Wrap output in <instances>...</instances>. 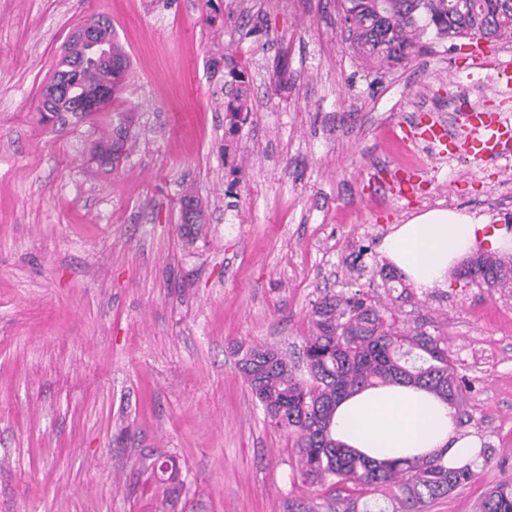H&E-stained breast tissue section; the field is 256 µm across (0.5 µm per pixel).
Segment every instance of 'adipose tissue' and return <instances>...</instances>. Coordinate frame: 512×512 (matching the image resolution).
<instances>
[{"mask_svg":"<svg viewBox=\"0 0 512 512\" xmlns=\"http://www.w3.org/2000/svg\"><path fill=\"white\" fill-rule=\"evenodd\" d=\"M512 252V235L484 217L432 209L394 225L379 251L421 293L448 285V274L477 248ZM333 438L375 460L391 462L444 453L449 466L475 460L481 441L461 434L451 406L424 388L371 387L337 404Z\"/></svg>","mask_w":512,"mask_h":512,"instance_id":"obj_1","label":"adipose tissue"}]
</instances>
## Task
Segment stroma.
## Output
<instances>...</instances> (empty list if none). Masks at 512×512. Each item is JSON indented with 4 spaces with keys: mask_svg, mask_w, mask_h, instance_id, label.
I'll return each instance as SVG.
<instances>
[{
    "mask_svg": "<svg viewBox=\"0 0 512 512\" xmlns=\"http://www.w3.org/2000/svg\"><path fill=\"white\" fill-rule=\"evenodd\" d=\"M253 35L205 17L207 0H0V512H289L327 493L294 474L293 438L271 426L236 368L237 343L300 354L325 292L383 291L391 225L440 206L512 216V156L416 164L394 124L456 133L455 101L512 112L505 78L471 75L467 39L409 64L368 68L336 0H219ZM111 21L128 58L108 111L42 120L41 88L77 26ZM290 80L273 91L281 50ZM251 63L252 111L224 137V53ZM127 152L92 160L118 121ZM416 174L410 199L397 175ZM194 190L207 222L181 223ZM363 265L351 268L354 254ZM431 317L465 380L463 434L488 466L427 512H476L512 478V294L449 278L389 298ZM175 459L180 492L150 464Z\"/></svg>",
    "mask_w": 512,
    "mask_h": 512,
    "instance_id": "obj_1",
    "label": "stroma"
}]
</instances>
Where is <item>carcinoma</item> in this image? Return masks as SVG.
Instances as JSON below:
<instances>
[{
  "label": "carcinoma",
  "mask_w": 512,
  "mask_h": 512,
  "mask_svg": "<svg viewBox=\"0 0 512 512\" xmlns=\"http://www.w3.org/2000/svg\"><path fill=\"white\" fill-rule=\"evenodd\" d=\"M339 20L349 48L381 70L409 61L422 50L429 32L438 39L468 37L486 42L512 37V0H338ZM97 43L112 49V58L128 61L112 27L97 22ZM229 80L225 127L235 136L247 121L249 61L224 55ZM80 88L107 82V70L91 59L86 46L69 41L47 88L62 79ZM127 143L113 148L112 136L102 139L101 166H114ZM458 279L512 292V257L481 252L457 269ZM309 336L302 356L294 360L275 344L236 349V366L252 398L275 428L295 436L301 482L329 491L330 512H361L362 497L375 496L391 512H423L424 507L475 477L472 467L450 468L444 453L395 463H377L332 437L336 403L362 389L390 384L425 388L463 415L462 379L448 349L447 338L431 318L397 324L378 294L361 291L321 295L308 314ZM170 490L181 484L174 462L158 466ZM480 512H512V479L489 487Z\"/></svg>",
  "instance_id": "cac0c4a2"
}]
</instances>
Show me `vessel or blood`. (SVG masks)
I'll return each mask as SVG.
<instances>
[{
    "mask_svg": "<svg viewBox=\"0 0 512 512\" xmlns=\"http://www.w3.org/2000/svg\"><path fill=\"white\" fill-rule=\"evenodd\" d=\"M462 147L477 161L512 154V119L497 112L461 111L456 115Z\"/></svg>",
    "mask_w": 512,
    "mask_h": 512,
    "instance_id": "b4317fda",
    "label": "vessel or blood"
}]
</instances>
